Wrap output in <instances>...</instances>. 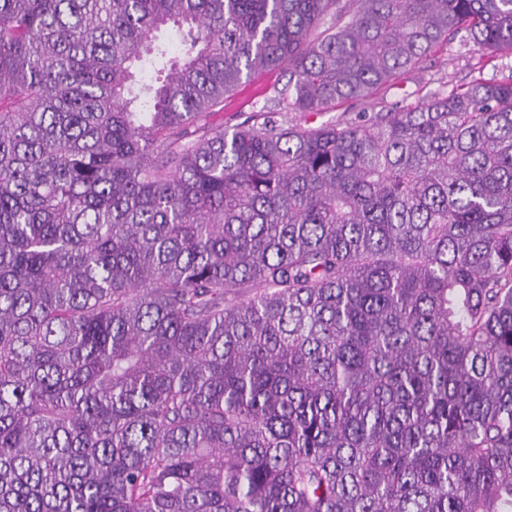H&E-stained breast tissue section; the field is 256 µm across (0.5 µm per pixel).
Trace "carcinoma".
Returning a JSON list of instances; mask_svg holds the SVG:
<instances>
[{
	"instance_id": "1",
	"label": "carcinoma",
	"mask_w": 512,
	"mask_h": 512,
	"mask_svg": "<svg viewBox=\"0 0 512 512\" xmlns=\"http://www.w3.org/2000/svg\"><path fill=\"white\" fill-rule=\"evenodd\" d=\"M461 32L512 0H0V512H512V76L280 118ZM278 79L281 83L286 81L278 72H268L242 84L233 94L224 98V111L216 112L213 122L216 125L232 127L252 113L260 111L270 93L269 88Z\"/></svg>"
}]
</instances>
